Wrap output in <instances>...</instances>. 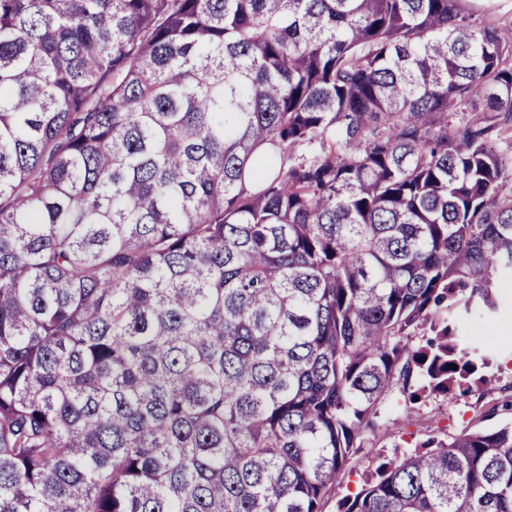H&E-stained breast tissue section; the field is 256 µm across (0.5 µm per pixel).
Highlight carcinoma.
<instances>
[{
    "instance_id": "obj_1",
    "label": "carcinoma",
    "mask_w": 512,
    "mask_h": 512,
    "mask_svg": "<svg viewBox=\"0 0 512 512\" xmlns=\"http://www.w3.org/2000/svg\"><path fill=\"white\" fill-rule=\"evenodd\" d=\"M509 270L465 0H0V512H322L395 389L488 382ZM337 512H512V423Z\"/></svg>"
}]
</instances>
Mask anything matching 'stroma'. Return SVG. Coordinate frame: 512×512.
Here are the masks:
<instances>
[{"label":"stroma","mask_w":512,"mask_h":512,"mask_svg":"<svg viewBox=\"0 0 512 512\" xmlns=\"http://www.w3.org/2000/svg\"><path fill=\"white\" fill-rule=\"evenodd\" d=\"M462 333L468 343L488 349L490 362L484 370L488 385L473 386L464 396L452 392L425 395L409 406L402 395H394L378 420L376 445L357 453L341 485L332 491L325 512H336L338 500L359 491L383 460L411 452L427 436L453 437L465 430H487L512 421V411L504 407L512 401V310L466 317Z\"/></svg>","instance_id":"35a3bbf8"}]
</instances>
